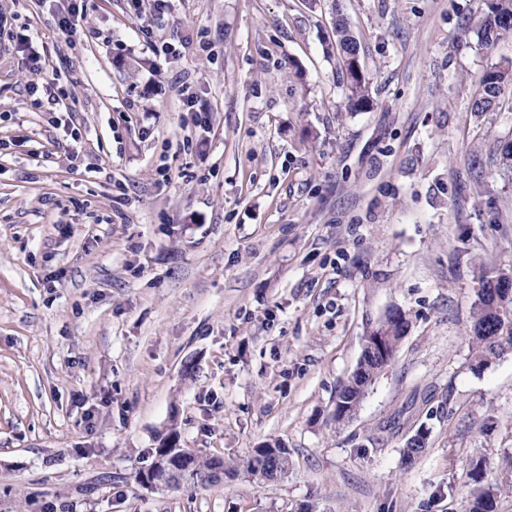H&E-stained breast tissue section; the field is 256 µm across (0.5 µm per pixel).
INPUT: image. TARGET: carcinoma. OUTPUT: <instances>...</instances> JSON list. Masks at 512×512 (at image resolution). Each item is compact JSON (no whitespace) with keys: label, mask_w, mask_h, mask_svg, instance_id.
Masks as SVG:
<instances>
[{"label":"carcinoma","mask_w":512,"mask_h":512,"mask_svg":"<svg viewBox=\"0 0 512 512\" xmlns=\"http://www.w3.org/2000/svg\"><path fill=\"white\" fill-rule=\"evenodd\" d=\"M333 30L336 37V49L342 61V78L349 91V108L361 111L370 103L359 62V42L351 33L346 19L337 14L333 17ZM481 39L492 44L504 35L512 34V0H490L488 12L479 24ZM480 84L482 94L473 103L476 112H487L499 104L505 89L512 87V63L490 68L482 76ZM512 276V269L496 268L485 270L479 281L478 303L473 313V329L469 345L472 369L480 371L500 357L504 351L512 349V293L499 288V282ZM410 328L406 314L394 310L374 323L372 329L382 336L391 337L385 347V354L371 358L365 368L351 375L342 385L337 396L333 412L334 421L342 423L356 415L367 389L376 378L394 360L399 349V340L404 330ZM178 434L171 430L161 446L154 451V461L146 471L136 475V481L143 485L154 483V487L180 490L198 485H210L211 469L219 464L231 474L240 469L252 477L273 470L283 475L288 471V449L278 441L265 449H255L245 460L226 461L220 456H194L184 467L181 483L171 486L164 482V472L158 464L165 451H173ZM472 488L470 490L468 512H496L497 483L489 480L486 462L479 459L470 471Z\"/></svg>","instance_id":"carcinoma-1"}]
</instances>
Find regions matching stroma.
Returning a JSON list of instances; mask_svg holds the SVG:
<instances>
[{
  "label": "stroma",
  "mask_w": 512,
  "mask_h": 512,
  "mask_svg": "<svg viewBox=\"0 0 512 512\" xmlns=\"http://www.w3.org/2000/svg\"><path fill=\"white\" fill-rule=\"evenodd\" d=\"M67 7L0 0L41 58L0 42V512H464L471 460L512 456V351L469 363L483 268L512 267V89L472 109L512 60V35L478 36L486 0H88L70 37ZM48 82L78 146L34 104ZM395 308V361L336 425ZM173 430L232 460L280 442L288 472L136 483ZM333 30L336 37V49L342 61L343 82H346V88L349 91V108L361 111L369 105L370 97L360 64L356 61L359 42L351 33L346 19L339 13L333 17ZM480 84L483 92L474 101L473 110L487 112L499 104V99L504 94L505 89L509 86L512 87V62L490 68L482 76Z\"/></svg>",
  "instance_id": "obj_1"
}]
</instances>
